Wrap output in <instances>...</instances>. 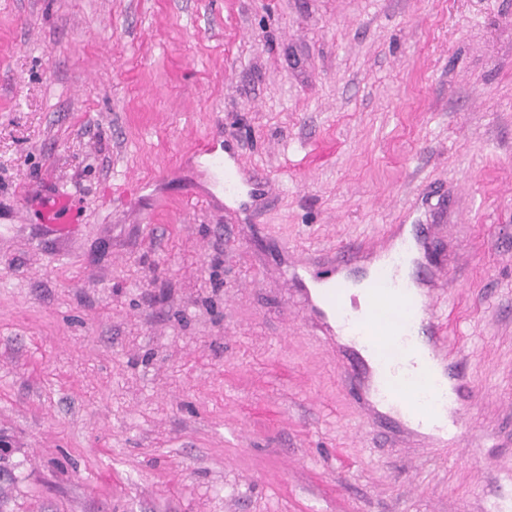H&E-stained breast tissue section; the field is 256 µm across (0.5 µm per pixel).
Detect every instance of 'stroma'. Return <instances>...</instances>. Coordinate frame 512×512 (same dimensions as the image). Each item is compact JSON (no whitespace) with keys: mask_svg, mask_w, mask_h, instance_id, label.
Returning <instances> with one entry per match:
<instances>
[{"mask_svg":"<svg viewBox=\"0 0 512 512\" xmlns=\"http://www.w3.org/2000/svg\"><path fill=\"white\" fill-rule=\"evenodd\" d=\"M397 224L476 453L367 426L282 274ZM0 434V512H512V0H0ZM199 153L205 154L209 157V162L212 167L219 170L224 177V192L236 194L240 191V185L236 175L231 168L228 160L222 154H215L210 142H207L200 149ZM39 210L44 224L60 234L69 233L79 222V210L67 193L39 197Z\"/></svg>","mask_w":512,"mask_h":512,"instance_id":"stroma-1","label":"stroma"}]
</instances>
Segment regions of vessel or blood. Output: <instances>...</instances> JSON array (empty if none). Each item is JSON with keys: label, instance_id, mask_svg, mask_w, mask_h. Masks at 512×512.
<instances>
[{"label": "vessel or blood", "instance_id": "b4317fda", "mask_svg": "<svg viewBox=\"0 0 512 512\" xmlns=\"http://www.w3.org/2000/svg\"><path fill=\"white\" fill-rule=\"evenodd\" d=\"M212 167L224 177L225 192L246 191L256 198L271 190L269 178L240 185L224 155L204 144ZM44 224L66 234L79 222L71 196L39 200ZM427 238L414 232L403 243L387 239L378 251L364 244L289 254L287 282L306 317L328 341L339 346L337 373L349 395L370 419L391 427H412L439 437L449 447L468 435V412L482 397L468 378L463 359L437 314L447 286L444 270L423 268ZM364 280L361 294L337 288V279ZM386 324L378 338L372 328Z\"/></svg>", "mask_w": 512, "mask_h": 512}]
</instances>
